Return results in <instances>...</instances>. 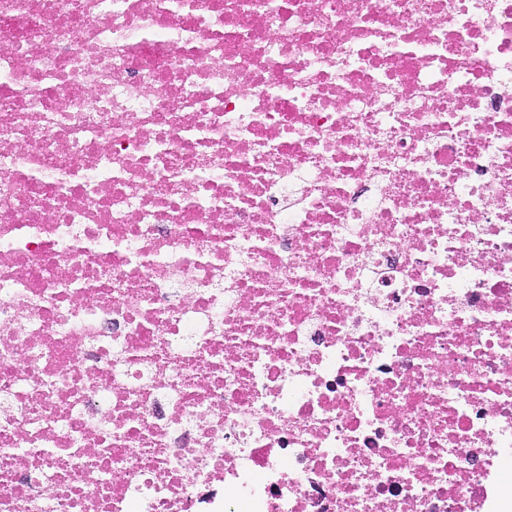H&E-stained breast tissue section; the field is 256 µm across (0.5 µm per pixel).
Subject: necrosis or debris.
<instances>
[{
  "mask_svg": "<svg viewBox=\"0 0 512 512\" xmlns=\"http://www.w3.org/2000/svg\"><path fill=\"white\" fill-rule=\"evenodd\" d=\"M512 0H0V512H512Z\"/></svg>",
  "mask_w": 512,
  "mask_h": 512,
  "instance_id": "4bbe7bcc",
  "label": "necrosis or debris"
}]
</instances>
